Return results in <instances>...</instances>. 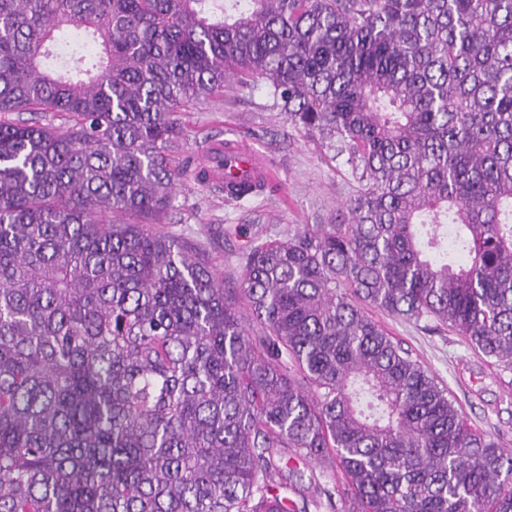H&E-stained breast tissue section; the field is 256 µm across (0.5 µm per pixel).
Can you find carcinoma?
I'll return each instance as SVG.
<instances>
[{"label": "carcinoma", "mask_w": 512, "mask_h": 512, "mask_svg": "<svg viewBox=\"0 0 512 512\" xmlns=\"http://www.w3.org/2000/svg\"><path fill=\"white\" fill-rule=\"evenodd\" d=\"M229 79L357 182L234 288L154 228ZM366 304L512 372V0H0V512H512Z\"/></svg>", "instance_id": "1"}]
</instances>
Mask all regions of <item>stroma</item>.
Wrapping results in <instances>:
<instances>
[{
    "instance_id": "obj_1",
    "label": "stroma",
    "mask_w": 512,
    "mask_h": 512,
    "mask_svg": "<svg viewBox=\"0 0 512 512\" xmlns=\"http://www.w3.org/2000/svg\"><path fill=\"white\" fill-rule=\"evenodd\" d=\"M176 117L187 133L177 164L192 163L214 141L235 139L262 156L274 176L275 189L231 202L215 186L188 178L177 183L163 229L205 254L224 281L236 278V254L254 236L329 223L352 191L343 161L319 137L289 127L265 86L225 83ZM373 317L443 382L468 424L512 450L511 373L489 366L455 333L425 331L379 311Z\"/></svg>"
}]
</instances>
